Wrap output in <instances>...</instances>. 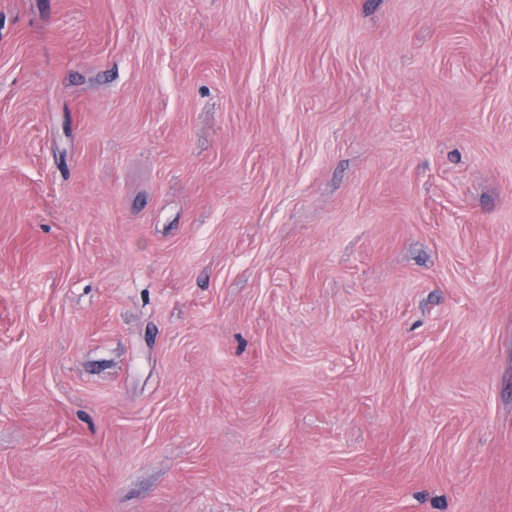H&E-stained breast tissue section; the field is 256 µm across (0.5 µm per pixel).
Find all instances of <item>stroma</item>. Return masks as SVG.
Listing matches in <instances>:
<instances>
[{"label": "stroma", "instance_id": "35a3bbf8", "mask_svg": "<svg viewBox=\"0 0 512 512\" xmlns=\"http://www.w3.org/2000/svg\"><path fill=\"white\" fill-rule=\"evenodd\" d=\"M0 512H512V0H0Z\"/></svg>", "mask_w": 512, "mask_h": 512}]
</instances>
